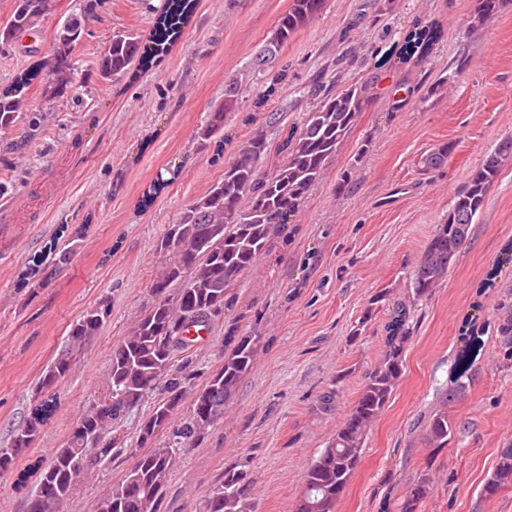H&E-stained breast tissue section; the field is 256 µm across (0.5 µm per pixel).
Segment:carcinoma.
I'll return each instance as SVG.
<instances>
[{
    "mask_svg": "<svg viewBox=\"0 0 512 512\" xmlns=\"http://www.w3.org/2000/svg\"><path fill=\"white\" fill-rule=\"evenodd\" d=\"M29 16L18 8L12 24L0 26V45L10 46L22 33L34 30L54 12L55 0H26ZM184 0H169L155 19V43L165 45L179 29ZM323 0H291L278 19L263 55L255 59L263 67L276 58L283 46L306 27L321 10ZM83 33L80 18L70 17L55 28V67L46 71L37 65L19 75L22 83H41L44 97L55 99L73 88L75 68L72 53ZM433 36L418 28L403 45L402 53L415 56ZM137 45L128 34L112 37L107 52L98 61L100 78L127 73L133 66L149 67L150 57L136 60ZM336 79L316 76L313 91L318 105L305 113L301 123L282 145L283 160L270 170L262 169L269 143L258 131L237 146L224 166V176L194 198L172 224L167 225L157 252L160 268L152 281L157 300L135 322L130 335L112 351L103 397L90 404L73 422L64 446L43 468L31 494L27 512H60L84 471L91 465L90 449L109 433L112 425L137 407L159 384L166 396L141 423L136 439L135 463L123 478L97 500L94 512H161L173 462L178 451L202 441L210 427L224 420V405L252 368L259 337L230 335L233 347L224 364L193 393L189 416L173 431L165 445L156 443L183 406L186 394L181 360L192 347L187 336L193 325L209 327L224 314L230 287L266 253L273 236L300 210L309 192L323 178L330 160L353 129L368 98L369 83L355 82L335 90ZM241 82L232 77L224 83V101L209 113L199 138L208 141L224 131L227 117L238 109ZM20 100L0 93V127L13 123L21 110ZM454 149L443 144L421 160L431 171L441 168ZM512 160V135L503 137L473 171L466 186L456 194L443 224L430 240L413 272V295L419 300L448 272L451 261L467 242L474 218L484 204L486 192L503 166ZM110 307L102 302L83 312L72 324L68 343L41 381V390L55 387L69 375L75 357L102 329ZM411 310L400 304L389 325L381 362L368 376L346 418L323 452L307 466L304 489L294 512H336L361 461L365 437L384 411L402 373L403 353L410 330ZM56 395H48L35 408L30 421L0 448V473L12 470L21 455L41 433L44 419L52 413ZM453 426L448 411L440 409L424 423V440L438 450L448 445ZM512 485V447L499 452L494 469L483 485L484 496L496 495ZM255 479L245 469H224L204 500L203 512H254ZM431 491L428 470L413 479L399 504V512H419Z\"/></svg>",
    "mask_w": 512,
    "mask_h": 512,
    "instance_id": "cac0c4a2",
    "label": "carcinoma"
}]
</instances>
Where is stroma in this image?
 <instances>
[{"label": "stroma", "mask_w": 512, "mask_h": 512, "mask_svg": "<svg viewBox=\"0 0 512 512\" xmlns=\"http://www.w3.org/2000/svg\"><path fill=\"white\" fill-rule=\"evenodd\" d=\"M59 0L28 49L0 46V92L24 108L0 128V447L30 417L39 381L64 349L72 323L108 299L111 315L58 386L57 408L14 470L0 474V512H25L43 467L80 413L103 390L114 348L151 305L168 224L224 174L237 145L287 107L264 161L316 99L319 72L340 83L375 80L374 98L287 231L239 277L208 339L190 348L185 374L201 387L224 362V336H257L250 371L223 422L177 454L162 512H200L227 467L256 478V512H293L308 462L318 457L380 362L395 302L413 301V270L470 173L512 135V0L476 22L480 0H324L272 64L252 60L289 0H200L180 47L135 79H101L96 65L114 33L143 36L164 0ZM82 14L72 60L73 91L45 99L38 85L15 88L33 60L50 59L52 34ZM441 38L419 61L388 51L418 24ZM243 77L239 108L224 140L196 133L224 98L229 75ZM441 169L420 161L446 142ZM149 207H141L146 191ZM77 243L70 264L35 286L29 259L52 265ZM414 303L402 375L371 426L338 512H396L412 479L429 470L433 490L420 512H512V486L482 493L501 448L512 445V358L499 323L512 312V164L487 191L469 240L431 294ZM483 347L447 400L450 373L468 336ZM335 391L331 405L323 394ZM447 409L455 425L431 452L422 427ZM112 449L92 465L61 512H93L98 496L133 465Z\"/></svg>", "instance_id": "1"}]
</instances>
